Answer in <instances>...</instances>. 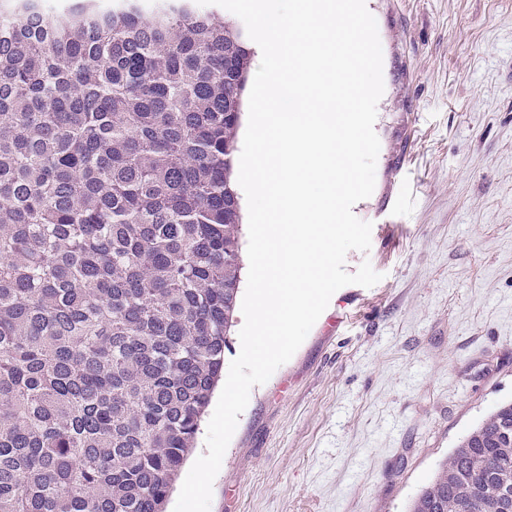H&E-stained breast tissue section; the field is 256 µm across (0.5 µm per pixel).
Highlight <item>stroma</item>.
Wrapping results in <instances>:
<instances>
[{
  "label": "stroma",
  "instance_id": "stroma-1",
  "mask_svg": "<svg viewBox=\"0 0 512 512\" xmlns=\"http://www.w3.org/2000/svg\"><path fill=\"white\" fill-rule=\"evenodd\" d=\"M383 53L376 285L254 387L210 512H406L512 400V0H366Z\"/></svg>",
  "mask_w": 512,
  "mask_h": 512
}]
</instances>
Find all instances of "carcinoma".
<instances>
[{
	"label": "carcinoma",
	"instance_id": "1",
	"mask_svg": "<svg viewBox=\"0 0 512 512\" xmlns=\"http://www.w3.org/2000/svg\"><path fill=\"white\" fill-rule=\"evenodd\" d=\"M250 39L196 0H0V512H165L224 370ZM408 512H512V402Z\"/></svg>",
	"mask_w": 512,
	"mask_h": 512
}]
</instances>
